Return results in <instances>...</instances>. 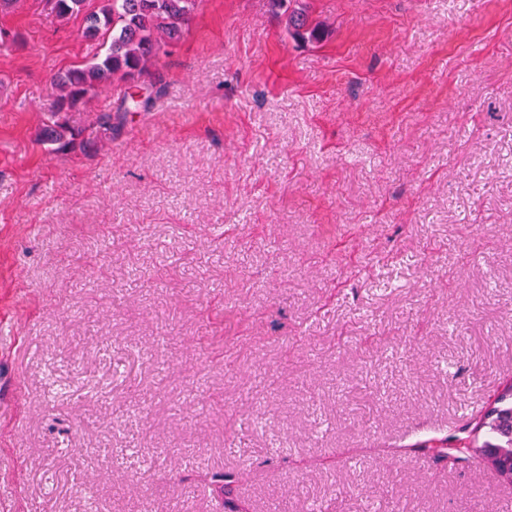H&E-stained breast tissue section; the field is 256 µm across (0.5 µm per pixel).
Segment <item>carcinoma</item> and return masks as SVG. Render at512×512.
Here are the masks:
<instances>
[{
    "label": "carcinoma",
    "mask_w": 512,
    "mask_h": 512,
    "mask_svg": "<svg viewBox=\"0 0 512 512\" xmlns=\"http://www.w3.org/2000/svg\"><path fill=\"white\" fill-rule=\"evenodd\" d=\"M85 3L86 0H52L51 10L65 18L82 13ZM195 4L196 0H103L99 10L86 14L85 35L103 34L110 43L93 62L52 78L57 110L42 131V141L64 151L112 135L110 115L95 124L74 128L67 114L114 79L134 87H149L153 60L165 47L180 40ZM269 6L273 13L286 16L289 34L308 41L321 39L322 24L311 20L306 6L297 0H269ZM507 400L508 395L501 396L499 406L484 415L482 425L489 428L491 439L478 448L474 460L479 465L494 468L498 458H512V404Z\"/></svg>",
    "instance_id": "1"
}]
</instances>
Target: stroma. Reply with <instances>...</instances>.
I'll return each instance as SVG.
<instances>
[{
  "label": "stroma",
  "mask_w": 512,
  "mask_h": 512,
  "mask_svg": "<svg viewBox=\"0 0 512 512\" xmlns=\"http://www.w3.org/2000/svg\"><path fill=\"white\" fill-rule=\"evenodd\" d=\"M306 3L197 0L55 152L102 41L0 0V512H512L421 450L512 384V0ZM297 0H269L271 11L286 16L288 33L308 41H319L322 24L310 19L307 8ZM295 5L292 7V4Z\"/></svg>",
  "instance_id": "1"
}]
</instances>
